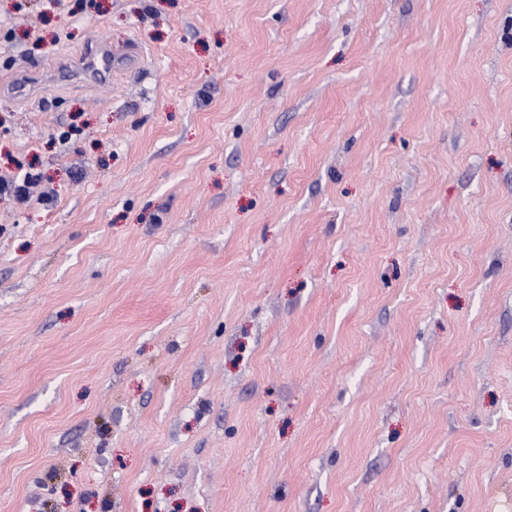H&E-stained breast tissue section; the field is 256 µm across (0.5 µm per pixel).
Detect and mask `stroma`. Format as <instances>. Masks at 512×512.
Segmentation results:
<instances>
[{
	"mask_svg": "<svg viewBox=\"0 0 512 512\" xmlns=\"http://www.w3.org/2000/svg\"><path fill=\"white\" fill-rule=\"evenodd\" d=\"M20 162L0 512H512V0H0ZM139 59L140 52L134 45L123 51L114 52L109 46L89 43L79 60L78 74L86 81L97 83L112 76V67L115 64L136 63ZM17 168L22 174H0V197H8L18 203L27 204L31 201L48 202L55 199L58 190L46 184L39 173L24 169L18 163Z\"/></svg>",
	"mask_w": 512,
	"mask_h": 512,
	"instance_id": "stroma-1",
	"label": "stroma"
}]
</instances>
